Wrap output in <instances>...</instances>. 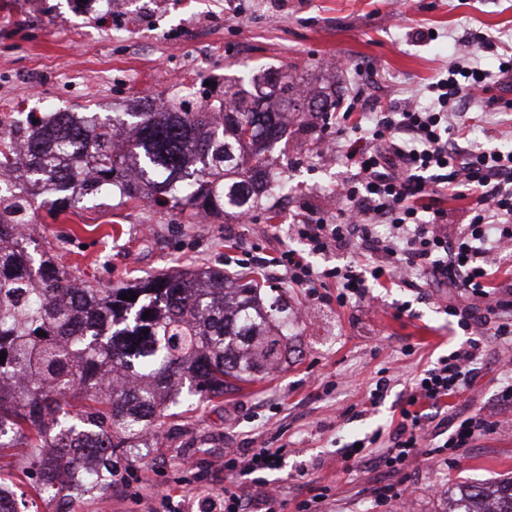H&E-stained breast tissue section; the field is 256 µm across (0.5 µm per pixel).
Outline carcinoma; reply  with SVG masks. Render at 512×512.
<instances>
[{
  "label": "carcinoma",
  "mask_w": 512,
  "mask_h": 512,
  "mask_svg": "<svg viewBox=\"0 0 512 512\" xmlns=\"http://www.w3.org/2000/svg\"><path fill=\"white\" fill-rule=\"evenodd\" d=\"M337 103L334 90H297L288 74L267 69L203 110L180 97L112 118L30 112L16 126L27 185L0 182V428L10 430L12 447L28 449L37 493L63 466L57 492L104 493L116 449L134 452L164 425L178 384L203 399L249 382L282 358L291 320L286 307L260 306L256 279L221 268L161 271L121 288L81 279L40 241L20 236L30 197L46 195L61 215L104 192L136 201L148 183L170 211L239 216L275 189L266 151L284 135L288 113L324 119ZM118 126L129 129L125 149L114 144ZM15 164L12 141L0 139V172ZM131 291L137 299H121ZM447 512H512V482L465 486Z\"/></svg>",
  "instance_id": "cac0c4a2"
}]
</instances>
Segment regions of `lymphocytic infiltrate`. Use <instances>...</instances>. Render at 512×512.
<instances>
[{
    "label": "lymphocytic infiltrate",
    "instance_id": "f902f5d3",
    "mask_svg": "<svg viewBox=\"0 0 512 512\" xmlns=\"http://www.w3.org/2000/svg\"><path fill=\"white\" fill-rule=\"evenodd\" d=\"M429 91L430 107L398 111L379 105L368 120L337 126L329 149L355 166L352 179L336 188L342 207L336 215L293 227L312 253L356 250L368 254L370 263L319 270L294 249L274 261L297 287L334 285L341 307L388 282L415 288L424 280L466 294L468 307L448 308L467 336L465 344L413 379L389 436L376 431L344 447L354 465L372 460L389 473L418 459L426 423L441 416L446 398L470 389L483 338L512 343V278L497 276L503 252H512V151L460 144L468 105L500 110L512 107V100L491 94L468 54L451 62L447 77ZM448 197L467 202L466 224H449ZM381 225L386 233H378ZM489 430L482 414L457 416L441 429L438 447L455 453ZM380 442L385 448L374 454Z\"/></svg>",
    "mask_w": 512,
    "mask_h": 512
}]
</instances>
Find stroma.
Instances as JSON below:
<instances>
[{
	"mask_svg": "<svg viewBox=\"0 0 512 512\" xmlns=\"http://www.w3.org/2000/svg\"><path fill=\"white\" fill-rule=\"evenodd\" d=\"M0 0V116L30 112H132L146 98L192 94L207 104L230 80L271 68L297 83L334 88L344 103L365 101L430 107L428 87L445 77L459 54L470 53L497 83L500 48L512 46V0ZM483 33L486 46L473 37ZM322 122L290 120L269 157L287 191L276 192L278 217L261 209L247 218L167 213L101 194L69 218L53 217L34 198L44 245L66 241L63 256L76 275L122 285L160 270L219 267L251 271L281 290L305 314L291 329L290 350L274 369L211 400L181 396L162 431L137 456L121 460L107 491L109 512H163L165 501H197L232 490L255 499L273 495L281 512L325 493L326 512H399L380 488L414 484L411 512H445L449 492L512 478V408L497 405L512 385L505 367L512 346L487 339L471 389L447 400L448 413L484 411L489 434L449 463L420 457L401 473L348 468L347 442L374 430L390 432L411 377L449 354L465 337L455 317L437 307L430 288H378L373 299L344 307L336 291L318 298L264 266V259L299 242L289 230L304 216L335 214L336 185L349 164L329 160ZM472 148L512 151V112L470 122ZM390 390L375 412L363 413L365 393L379 370ZM266 446L282 451L278 469L247 477L225 470L229 449ZM26 451L0 453V478L26 494L29 512H58L36 495Z\"/></svg>",
	"mask_w": 512,
	"mask_h": 512,
	"instance_id": "stroma-1",
	"label": "stroma"
}]
</instances>
